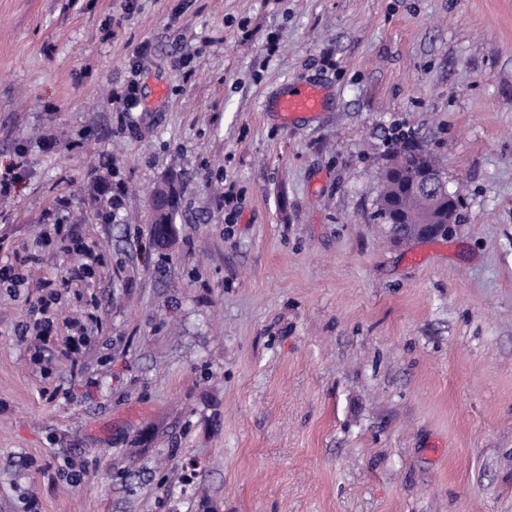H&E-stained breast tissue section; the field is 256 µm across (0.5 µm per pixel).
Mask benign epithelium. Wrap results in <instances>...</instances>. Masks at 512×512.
<instances>
[{
  "label": "benign epithelium",
  "mask_w": 512,
  "mask_h": 512,
  "mask_svg": "<svg viewBox=\"0 0 512 512\" xmlns=\"http://www.w3.org/2000/svg\"><path fill=\"white\" fill-rule=\"evenodd\" d=\"M402 190L413 205L412 222L423 237H434L457 223V195L448 190V180L440 169L424 166L406 173Z\"/></svg>",
  "instance_id": "obj_1"
}]
</instances>
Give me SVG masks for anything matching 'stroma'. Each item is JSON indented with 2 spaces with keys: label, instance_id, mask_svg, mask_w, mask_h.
Instances as JSON below:
<instances>
[{
  "label": "stroma",
  "instance_id": "obj_1",
  "mask_svg": "<svg viewBox=\"0 0 512 512\" xmlns=\"http://www.w3.org/2000/svg\"><path fill=\"white\" fill-rule=\"evenodd\" d=\"M305 80L321 112L263 109ZM395 127L449 235L374 220ZM20 149L0 512H512V0H0V173ZM57 221L97 267L59 306L102 328L43 368L15 329L84 261L39 250ZM411 133L398 132L391 138V144L386 158L389 155L403 157L407 169L418 171L406 172L405 180L401 182L402 190L411 199L413 205L412 226L422 237L438 236L443 228L457 224V209L459 205L457 195L448 190V180L442 168L432 153L420 146L418 154L404 153L406 144L414 142ZM416 142V141H415ZM433 167H428V166ZM443 169V168H442ZM178 199H179V194H178L177 190L174 187H172L171 198L165 200L164 203H162L157 208V210H155L156 216H155L154 225H155L157 236H158L159 231L163 229L164 224H168L169 226H171L172 232H174V230H175L174 214L178 207Z\"/></svg>",
  "mask_w": 512,
  "mask_h": 512
}]
</instances>
